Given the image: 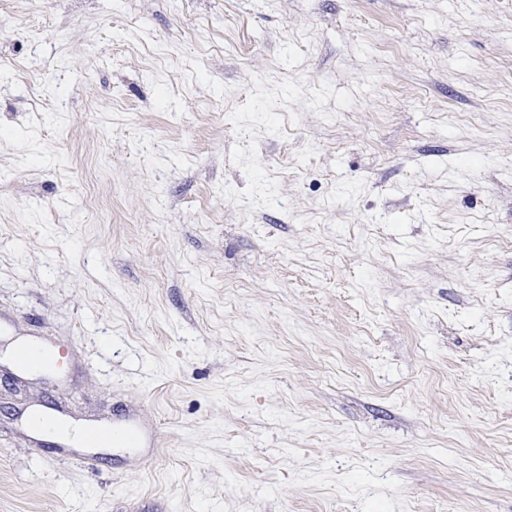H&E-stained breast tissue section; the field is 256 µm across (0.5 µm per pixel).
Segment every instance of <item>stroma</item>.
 <instances>
[{
	"label": "stroma",
	"instance_id": "1",
	"mask_svg": "<svg viewBox=\"0 0 512 512\" xmlns=\"http://www.w3.org/2000/svg\"><path fill=\"white\" fill-rule=\"evenodd\" d=\"M0 322V512H512V0H0Z\"/></svg>",
	"mask_w": 512,
	"mask_h": 512
}]
</instances>
